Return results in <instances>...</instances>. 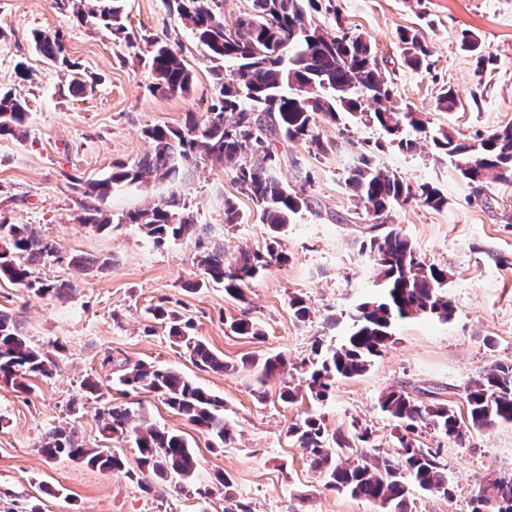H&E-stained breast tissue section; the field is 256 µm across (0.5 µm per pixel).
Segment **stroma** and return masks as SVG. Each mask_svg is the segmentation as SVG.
Segmentation results:
<instances>
[{
	"label": "stroma",
	"instance_id": "35a3bbf8",
	"mask_svg": "<svg viewBox=\"0 0 512 512\" xmlns=\"http://www.w3.org/2000/svg\"><path fill=\"white\" fill-rule=\"evenodd\" d=\"M123 8L136 39L132 46L109 28L60 10L56 0H0V89L25 100L29 112L25 140L0 136V224H31L63 251L110 260L104 270L79 271L52 260L37 266L42 278L74 283L63 297L0 280V309L13 314L30 343L55 364L51 376L31 380L26 391L0 382V512H30L35 504L42 512H235L240 504L247 512H377L372 502L326 488L288 428L305 412L316 413L328 433L349 439L339 455L353 464L367 455L396 458L401 429L379 409L390 391L445 403L466 416V384L497 363H512V185L490 183L486 200L476 199L456 160L426 145L413 151L386 145L380 128L346 114L336 122L318 118L327 151L298 140L283 148L277 177L319 207L295 215L276 241L229 167H193L175 189L164 182L113 189L107 202L113 215L150 207L176 190L227 254L270 245L287 253V262L271 263L247 284L244 300H233L223 286L203 285L194 238L159 245L134 224L97 232L79 222L80 198L65 175L84 181L137 161L150 149L145 125L180 127L188 117L204 119L213 97L209 53L165 0H124ZM315 21L362 33L393 89L391 105L411 107L431 130L468 138L512 125V0H331ZM404 28L423 37L428 67L405 64L397 38ZM36 29L63 34L69 59L95 78L93 92L68 93L62 73L32 51L29 37ZM464 30L493 59L484 73L461 46ZM156 39L180 52L192 69L189 94L149 91L152 75L140 58ZM21 58L30 69L26 79L15 70ZM444 88L459 99L455 111L437 107ZM377 142L383 145L377 164L411 183L432 184L448 199L439 210L417 201L396 207L387 222L426 262L447 268L454 314L447 321L427 315L400 322L364 375L336 380L322 402L283 403L281 387L303 382L297 366L313 346L337 343L350 314L379 291L371 263L359 253L371 217L345 183L359 149ZM228 200L237 207L238 223L224 221ZM500 255L507 264L497 263ZM294 295L309 303L308 319L293 316ZM162 300L193 318L197 336L224 358L227 371L191 363L165 324L148 313ZM240 317L257 323L263 338L232 333L229 323ZM268 354L284 355L296 369L262 386L242 360ZM109 356L177 369L218 396L234 443L212 447L204 431L154 394L123 392L102 365ZM93 377L101 389L91 395L85 382ZM110 405L142 408L151 422L185 435L198 461L193 480L161 487L147 476L137 481L40 452L48 431L72 428L87 446L136 467L137 449L101 430L99 413ZM365 428L372 436L363 443L355 433ZM412 436L446 464L448 493L410 486L408 512H472L496 478L512 475V425L472 428L460 441L424 426ZM219 474L230 479L231 498L211 492Z\"/></svg>",
	"mask_w": 512,
	"mask_h": 512
}]
</instances>
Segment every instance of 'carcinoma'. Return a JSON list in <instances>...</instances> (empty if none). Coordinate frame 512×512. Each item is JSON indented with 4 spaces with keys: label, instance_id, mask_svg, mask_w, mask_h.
<instances>
[{
    "label": "carcinoma",
    "instance_id": "1",
    "mask_svg": "<svg viewBox=\"0 0 512 512\" xmlns=\"http://www.w3.org/2000/svg\"><path fill=\"white\" fill-rule=\"evenodd\" d=\"M195 38L209 50L214 63L218 91L202 123L191 117L181 128L148 125L143 134L151 150L130 165L120 164L109 175L77 183L64 175L68 186L79 191L83 215L80 221L96 231L117 224H137L156 243L193 236L198 249L197 262L210 283L224 285V292L244 300L243 287L271 262L287 260L272 247L267 251H242L230 258L224 246L207 241L204 226L190 215L189 205L173 193L144 209L127 212L117 218L106 204L116 185H143L149 182L176 184L185 169L198 163H218L236 171L240 189L250 197L262 223L272 233L290 224L294 215L312 210L317 203L280 181L276 170L282 163L276 144L304 141L323 152L329 145L315 131L317 116L334 121L344 113L361 115L377 125L389 143L410 151L417 142L405 136L407 129L426 132L423 120L413 111L384 106L392 96L391 85L379 71L375 52L362 34L348 29L328 30L312 22L311 12L322 9V0H250L251 9L241 16L234 30L224 27V0H168ZM60 7L72 10L82 22L103 25L115 35L126 26L120 0H58ZM404 60L420 68L429 54L417 31L398 33ZM33 48L47 62L69 72L68 88L74 93L87 90V82L67 57L63 36L35 29ZM462 47L476 55L477 66H487L490 58L480 51L478 38L462 32ZM146 60L154 82L152 93L187 94L194 82L192 70L182 55L167 43L154 41ZM236 62L232 78L224 79V61ZM25 102L10 91H0V136L26 138ZM432 149L460 162L459 176L476 197H485L487 184L512 183V125L487 135L459 138L449 132L424 137ZM347 186L353 198L376 218L386 219L396 205L412 199L433 209L448 204L435 186L414 185L397 173L381 168L374 152L364 148L348 171ZM375 269L383 292L361 303L350 316L351 324L339 345L314 346L313 358L301 363L306 394L285 385L279 397L288 404L307 395L322 401L338 378L363 375L374 358L391 341L393 328L401 320L434 315L450 320L454 307L444 288L448 270L428 264L416 247L397 228L372 233L360 242ZM59 248L44 239L30 224H0V279L37 295L61 297L71 291L68 282H49L35 275L42 260L58 257ZM68 264L79 268L104 269L107 258H93L67 253ZM151 314L168 324L169 336L180 343L199 368L222 372L228 368L224 358L215 354L194 332L192 318L160 303ZM236 335L257 339L260 327L250 319L231 321ZM257 368L258 381H265L286 371L282 355L262 361L248 360ZM52 363L31 346L20 324L0 310V380L14 387L28 389L26 380L47 377ZM112 373L127 391H145L189 423L203 429L222 448L235 441L234 430L224 422L223 402L196 386L180 371L152 363L112 359ZM468 420L476 429L512 424V364L498 363L465 389ZM381 410L409 431L420 422L444 435L455 434L462 440L463 425L454 409L444 403L425 405L402 390L384 395ZM102 429L112 435L129 437L139 453V468L147 469L159 484L181 483L193 479L197 457L186 437L161 428L130 410L110 406L100 412ZM289 433L303 448L310 466L320 470L327 488L346 492L371 502L379 501L388 512H405L408 485L413 483L432 494L448 495V476L437 453L415 445L406 434L398 437L399 459L366 457L355 465L337 459V449L347 445L341 435H330L318 418L308 416L293 423ZM50 458L67 457L100 472L125 468V459L115 453L89 448L74 432L55 429L39 445ZM495 502L496 512H512V475L492 483L491 492L477 500Z\"/></svg>",
    "mask_w": 512,
    "mask_h": 512
}]
</instances>
